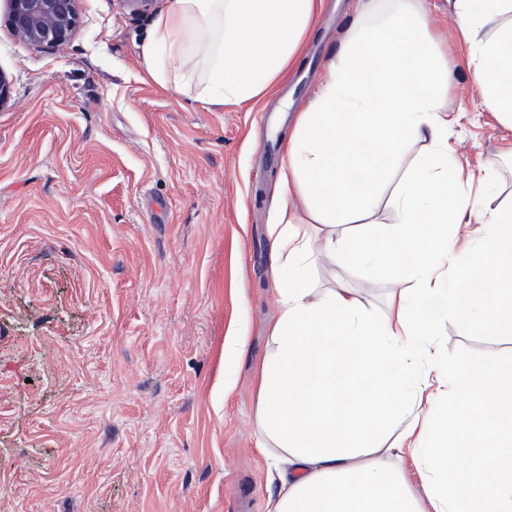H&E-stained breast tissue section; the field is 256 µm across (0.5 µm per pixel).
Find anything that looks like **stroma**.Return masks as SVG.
Listing matches in <instances>:
<instances>
[{
	"instance_id": "1",
	"label": "stroma",
	"mask_w": 512,
	"mask_h": 512,
	"mask_svg": "<svg viewBox=\"0 0 512 512\" xmlns=\"http://www.w3.org/2000/svg\"><path fill=\"white\" fill-rule=\"evenodd\" d=\"M424 0L451 80L473 211L512 198V129L468 79L472 45ZM353 0H324L268 98L202 104L143 80L151 17L79 0L70 42L16 37L0 0V512H266L260 367L277 316L267 226L284 198L262 132L284 142L338 56ZM381 313L405 281L341 270ZM242 356L224 354L228 334ZM449 360L494 366L512 337L441 323Z\"/></svg>"
}]
</instances>
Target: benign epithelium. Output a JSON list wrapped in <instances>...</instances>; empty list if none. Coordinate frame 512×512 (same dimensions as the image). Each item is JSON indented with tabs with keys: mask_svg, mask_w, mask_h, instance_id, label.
<instances>
[{
	"mask_svg": "<svg viewBox=\"0 0 512 512\" xmlns=\"http://www.w3.org/2000/svg\"><path fill=\"white\" fill-rule=\"evenodd\" d=\"M78 0H8V24L19 38L54 50L72 38L78 19Z\"/></svg>",
	"mask_w": 512,
	"mask_h": 512,
	"instance_id": "1",
	"label": "benign epithelium"
}]
</instances>
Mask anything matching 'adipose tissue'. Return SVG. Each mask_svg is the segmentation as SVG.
Here are the masks:
<instances>
[{
	"instance_id": "adipose-tissue-1",
	"label": "adipose tissue",
	"mask_w": 512,
	"mask_h": 512,
	"mask_svg": "<svg viewBox=\"0 0 512 512\" xmlns=\"http://www.w3.org/2000/svg\"><path fill=\"white\" fill-rule=\"evenodd\" d=\"M473 42L470 78L512 127V0H446ZM323 0H169L144 47L146 79L198 85V101L241 105L282 83ZM490 35H483L486 25ZM421 0H357L345 49L288 135V197L268 227L278 314L261 368L257 448L277 483L267 512H512V362L443 361L442 319L512 336V205L455 249L474 172L454 160ZM429 144L397 182L392 219L370 218L404 140ZM390 265L412 288L386 312L340 284L313 295L318 257ZM495 470L479 479L459 459ZM421 477L411 487L404 460Z\"/></svg>"
}]
</instances>
